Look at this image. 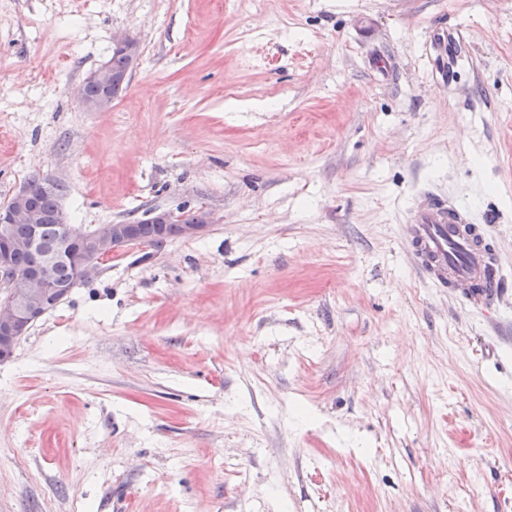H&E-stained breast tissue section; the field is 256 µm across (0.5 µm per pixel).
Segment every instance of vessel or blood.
<instances>
[{
  "mask_svg": "<svg viewBox=\"0 0 512 512\" xmlns=\"http://www.w3.org/2000/svg\"><path fill=\"white\" fill-rule=\"evenodd\" d=\"M454 30L437 32L433 48L447 66L457 56ZM403 240L423 279L438 288L454 289L470 308L491 311L506 286L498 255L485 228L456 198L420 192L403 224Z\"/></svg>",
  "mask_w": 512,
  "mask_h": 512,
  "instance_id": "obj_1",
  "label": "vessel or blood"
}]
</instances>
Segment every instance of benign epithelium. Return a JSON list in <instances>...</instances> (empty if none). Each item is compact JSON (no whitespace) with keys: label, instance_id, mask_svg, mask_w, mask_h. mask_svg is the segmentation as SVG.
Listing matches in <instances>:
<instances>
[{"label":"benign epithelium","instance_id":"1","mask_svg":"<svg viewBox=\"0 0 512 512\" xmlns=\"http://www.w3.org/2000/svg\"><path fill=\"white\" fill-rule=\"evenodd\" d=\"M112 52L125 57L126 70L118 74L112 70V64L104 63L88 74L84 85L97 87L101 94L89 97L81 94L85 110L98 112L108 109L112 100L109 89L117 82H125L137 64L141 55L139 40L127 31L112 35ZM28 186H23L6 202L0 204V288L5 296L0 298V359L13 355L16 345L27 335L31 326L48 312L45 305L47 296L54 293L64 299L71 292L69 288L57 287L49 273V263L20 274L10 261L14 249H41L42 243L38 230L25 242H14L9 237L13 224H37L41 222L27 205ZM54 219L60 224L68 243L73 246L72 259L76 267V281L86 282L96 277L101 270L102 258L124 250L131 245L141 243L136 224H98L92 230L82 233L80 228L69 223L66 210L62 207L55 212ZM147 224H174L178 237L191 239L201 235L212 223L211 212L203 205L191 210L180 208L173 210H149L144 215Z\"/></svg>","mask_w":512,"mask_h":512}]
</instances>
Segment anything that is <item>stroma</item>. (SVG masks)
<instances>
[{
    "instance_id": "obj_1",
    "label": "stroma",
    "mask_w": 512,
    "mask_h": 512,
    "mask_svg": "<svg viewBox=\"0 0 512 512\" xmlns=\"http://www.w3.org/2000/svg\"><path fill=\"white\" fill-rule=\"evenodd\" d=\"M36 174L88 229L214 222L104 258L0 362V512H512V289L473 311L401 237L453 196L512 286V0H0V203ZM457 40L456 32L450 28L437 32L433 40V48L444 63V72L447 76L454 71L456 64L458 54H455V45ZM445 64H447V69ZM112 52L116 53L112 54L109 59L112 64L110 61H107L90 72L84 81L81 92V102L84 109L87 111L98 112L108 109L112 105L111 98L113 100L116 99L127 89L128 83L126 80L140 58L141 45L133 34L127 31H120L112 36ZM117 54L125 57L127 68L125 59ZM112 69L118 72L125 71L118 74ZM119 81L122 82V84H115ZM112 84L115 85L112 86ZM94 86L101 91V94L96 97H89L99 93Z\"/></svg>"
}]
</instances>
